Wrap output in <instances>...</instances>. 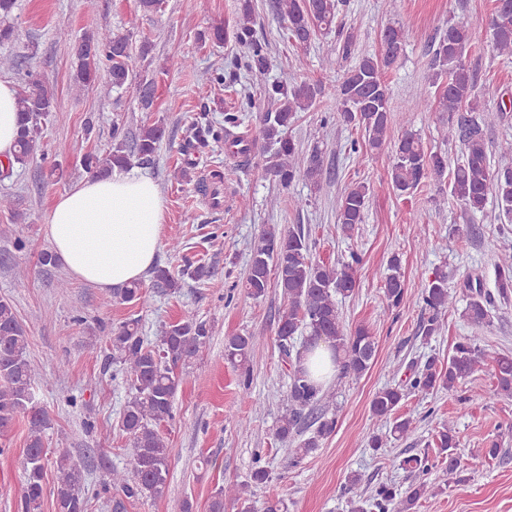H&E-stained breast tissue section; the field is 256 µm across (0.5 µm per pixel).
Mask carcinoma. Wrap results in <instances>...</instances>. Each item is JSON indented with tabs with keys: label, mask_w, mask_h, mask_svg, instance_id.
<instances>
[{
	"label": "carcinoma",
	"mask_w": 512,
	"mask_h": 512,
	"mask_svg": "<svg viewBox=\"0 0 512 512\" xmlns=\"http://www.w3.org/2000/svg\"><path fill=\"white\" fill-rule=\"evenodd\" d=\"M340 0H276V11L284 23L286 36L300 47L310 44L321 31L330 32L336 26ZM15 0H0V44L17 37L9 22ZM254 6L243 0L241 15L233 29L232 38L245 53V79L261 88L267 99V109L260 113V150L263 156L262 173L286 190L302 178L319 187L324 176L323 152L319 145L303 150L288 128L297 113L308 112L322 93L319 83L269 79V45L255 35L253 29ZM489 28L498 54L512 57V0H495ZM408 33L401 27H388L382 33L383 52L378 57L365 56L349 69L336 96V114L339 120L365 133L364 144L371 150L386 146L387 133L395 122L403 126L401 137L391 146L393 156L389 170L392 189L400 195L417 191L427 179L441 182L448 169V157L428 152L421 138L404 128L405 113L426 112L432 107L429 97H415L399 109L393 110L389 88L382 71L399 57ZM476 39V33L463 21L448 20V27L432 46L433 83L437 86L438 104L448 113V121H457L464 154L451 169L448 184L450 195L466 210L484 211L488 200L498 209L496 218L512 222V165L492 168L490 153L482 123L462 114L463 110L480 111L475 94L474 77L465 65L464 56ZM129 42L125 36H114L112 31H87L71 46L75 60L74 81L78 90L102 86L104 93L121 92L136 85L139 104L148 109L153 105L154 81L137 78L129 63ZM57 100L38 74L27 73V88L17 100V150L7 164L0 163V179L8 178L14 169L22 168L33 160L41 130ZM241 126L236 112L224 114V128L197 120L191 128V141L205 147L209 139H224L227 149L247 156L249 148L235 129ZM165 136L164 126L158 122L139 129L133 139L115 128L112 143L106 153L86 154L82 165L94 176H104L113 169H129L134 160H147L158 150ZM369 201V187L357 182L340 197L336 208V223L349 234L363 223ZM360 258L352 253L334 264L316 262L310 258L308 242L302 230L284 231L276 225L266 226L254 246L248 272L241 287L254 298L264 297L271 283L281 289L288 300L278 316L276 336L285 356L288 369L289 407L278 419L276 435L285 443L295 441L305 411L316 413L310 436L290 449L291 465L301 463L320 447L321 442L336 430V397L323 390L303 367V352L296 345H305L314 336L325 338L333 350L341 374L359 377L372 365L376 353V340L368 327L359 325L349 330L340 317L336 296H350L357 286V268ZM497 268V288L502 298L512 294V253L500 255ZM464 288L469 302L464 317L475 334L457 342L444 362L430 357L424 366L417 367L407 377L405 385L395 384L377 391L371 400L373 414L392 421L389 434L393 439L406 437L412 420L395 415L401 401L415 392L427 393L438 389L450 391L460 381L471 376L482 365L485 357L476 332L491 323V299L484 294L479 280L467 279ZM383 295L387 308L400 306L406 295L405 281L398 257L389 261L388 273L383 280ZM455 293L448 287V272H433L423 293L422 302L432 311L423 323L422 335L428 338L441 332L443 316L453 305ZM112 301L149 304L150 296L144 285L135 282L112 292ZM264 332L232 335L224 339V358L243 370V390H249V362L254 347ZM210 339L206 324L186 318L162 326L158 342H148L142 334L140 319L130 318L121 323L110 338L112 363L130 381L132 396L120 414V429L129 437L131 468L112 469L110 482L104 492L115 490L122 494L112 499V512H126L127 499L150 498L165 494L170 448L158 432L157 425L172 416L173 398L179 379L176 369L196 358ZM27 330L18 319L9 300L0 298V430L8 428L21 415L28 422V436L24 452V483L21 500L23 512H42L44 485L47 471L55 473L54 491L56 512H86L87 498L83 495L84 474L81 467L65 451L56 458L49 457L44 445L45 431L51 423L45 411L34 402V369L27 357ZM493 376L496 394L512 398V354L503 353L495 358ZM456 435L453 428L438 432V448L442 455L443 484L448 477L463 481L460 474L475 472L484 463L498 455L493 447L483 454L470 457L461 466L453 453ZM429 484L418 481L399 493L389 484L382 483L371 491L362 488V479L353 474L348 477L345 493L350 495L352 512H413ZM238 506V512H281L282 502L276 496L266 498L261 509L246 496V486L228 483L220 488L210 505V512H224V502Z\"/></svg>",
	"instance_id": "1"
}]
</instances>
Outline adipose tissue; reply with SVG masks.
<instances>
[{
  "label": "adipose tissue",
  "instance_id": "1",
  "mask_svg": "<svg viewBox=\"0 0 512 512\" xmlns=\"http://www.w3.org/2000/svg\"><path fill=\"white\" fill-rule=\"evenodd\" d=\"M18 91L0 81V161L12 157ZM164 224L158 182L138 170L86 179L55 198L47 231L63 268L110 290L140 280L155 264Z\"/></svg>",
  "mask_w": 512,
  "mask_h": 512
}]
</instances>
